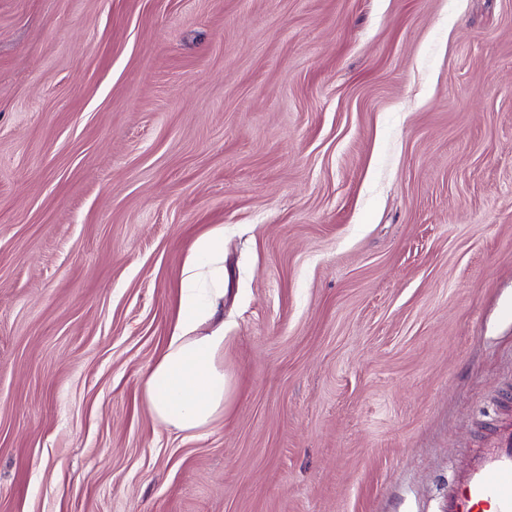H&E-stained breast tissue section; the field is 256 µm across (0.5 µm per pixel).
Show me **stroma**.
<instances>
[{"instance_id": "obj_1", "label": "stroma", "mask_w": 512, "mask_h": 512, "mask_svg": "<svg viewBox=\"0 0 512 512\" xmlns=\"http://www.w3.org/2000/svg\"><path fill=\"white\" fill-rule=\"evenodd\" d=\"M224 229L223 413L141 398ZM512 421V0H0V512H441Z\"/></svg>"}]
</instances>
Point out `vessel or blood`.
Wrapping results in <instances>:
<instances>
[{"mask_svg":"<svg viewBox=\"0 0 512 512\" xmlns=\"http://www.w3.org/2000/svg\"><path fill=\"white\" fill-rule=\"evenodd\" d=\"M442 512H512V427L451 471Z\"/></svg>","mask_w":512,"mask_h":512,"instance_id":"obj_1","label":"vessel or blood"}]
</instances>
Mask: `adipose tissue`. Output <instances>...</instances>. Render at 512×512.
I'll return each instance as SVG.
<instances>
[{"label":"adipose tissue","instance_id":"obj_1","mask_svg":"<svg viewBox=\"0 0 512 512\" xmlns=\"http://www.w3.org/2000/svg\"><path fill=\"white\" fill-rule=\"evenodd\" d=\"M224 230L193 243L183 269L177 322L143 377L142 399L162 425L195 435L224 409V326L214 323L224 296Z\"/></svg>","mask_w":512,"mask_h":512}]
</instances>
